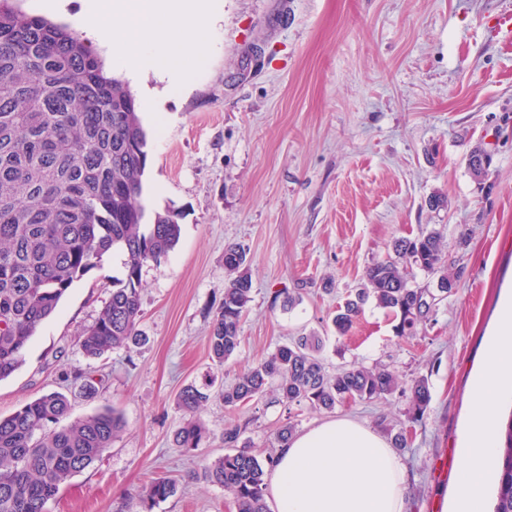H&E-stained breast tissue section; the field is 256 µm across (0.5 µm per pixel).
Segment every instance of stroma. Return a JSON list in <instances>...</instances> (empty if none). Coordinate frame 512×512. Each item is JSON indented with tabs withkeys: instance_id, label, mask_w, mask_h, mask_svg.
<instances>
[{
	"instance_id": "obj_1",
	"label": "stroma",
	"mask_w": 512,
	"mask_h": 512,
	"mask_svg": "<svg viewBox=\"0 0 512 512\" xmlns=\"http://www.w3.org/2000/svg\"><path fill=\"white\" fill-rule=\"evenodd\" d=\"M508 10L512 0H222L192 88L159 97V121L140 114L149 136L145 204L177 213L181 226L167 258L142 270L146 343L94 361L82 354L79 333L124 276L120 258L107 255L0 382L2 417L58 391L72 417L109 408L126 423L49 512H130L136 491L159 476L182 489L152 512H235L204 476L225 453V427L240 426L242 443L262 459L277 454L282 427L299 435L333 417L387 440L403 427L405 512H451L473 380L512 299V30L495 27ZM478 145L493 156L480 182L466 165ZM435 194L444 206L431 207ZM432 227L442 229L458 279L427 324L398 338L392 317L370 302L338 335L336 308L367 266L389 257L396 238ZM234 242L250 249L251 302L241 344L218 370L207 334L224 297V246ZM309 334L322 336L328 372L356 363L389 366L407 383L427 378L423 418L410 420V399L399 393L331 413L270 394L233 410L213 397L200 413L204 448H171L184 386L232 385ZM77 369L93 389L73 379Z\"/></svg>"
}]
</instances>
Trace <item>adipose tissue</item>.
<instances>
[{"label": "adipose tissue", "instance_id": "obj_1", "mask_svg": "<svg viewBox=\"0 0 512 512\" xmlns=\"http://www.w3.org/2000/svg\"><path fill=\"white\" fill-rule=\"evenodd\" d=\"M218 0H86L81 22L119 68L154 72L165 93L188 89L208 54L200 33ZM512 398V302L488 342L473 383L452 512H483L497 447L500 404ZM405 473L378 433L347 418L326 421L279 449L268 488L276 512H404Z\"/></svg>", "mask_w": 512, "mask_h": 512}]
</instances>
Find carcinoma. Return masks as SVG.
Returning <instances> with one entry per match:
<instances>
[{
  "mask_svg": "<svg viewBox=\"0 0 512 512\" xmlns=\"http://www.w3.org/2000/svg\"><path fill=\"white\" fill-rule=\"evenodd\" d=\"M149 142L134 93L66 25L29 15L0 0V381L18 371L39 326L58 309L73 284L103 256L123 257L125 279L78 342L84 356L100 359L115 349L144 342L139 333L140 292L145 263H159L176 246L180 224L167 211L147 218L142 178ZM491 155L482 147L467 156L476 178L487 175ZM395 257L365 271L363 287L333 319L347 333L365 302L399 319L400 337L417 335L435 302L447 297L455 277L445 264L437 229L394 242ZM414 267L438 277L437 292L410 284ZM227 280L207 344L222 366L240 344L241 319L251 301L249 247H224ZM322 339L299 336L260 360L224 388V407L236 408L263 395L271 382L277 401L307 402L332 411L344 401L384 399L402 384L388 367L350 366L326 373L319 357ZM411 419L431 402L426 379L409 386ZM210 394L193 384L177 402L185 419L171 447L188 453L206 444L198 412ZM71 404L60 392L44 394L8 417H0V512H47L60 488L112 448L122 418L105 410L66 425ZM241 427L224 428L229 452L204 468L206 478L232 497L236 512H268L266 469L239 445ZM177 492V483L155 478L136 494V512ZM492 512H512V421L499 449Z\"/></svg>",
  "mask_w": 512,
  "mask_h": 512,
  "instance_id": "cac0c4a2",
  "label": "carcinoma"
}]
</instances>
